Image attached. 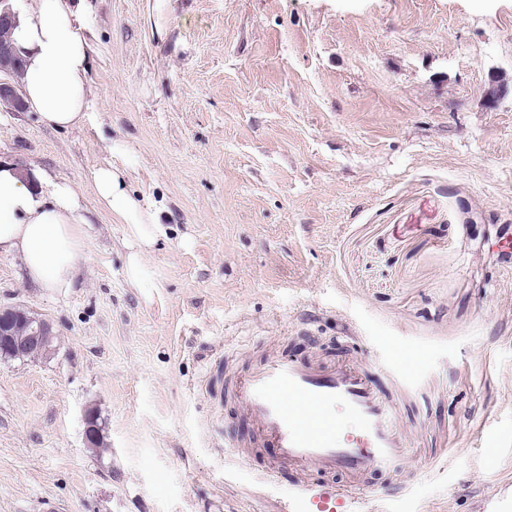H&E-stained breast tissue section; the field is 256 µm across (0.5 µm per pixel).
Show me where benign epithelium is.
I'll list each match as a JSON object with an SVG mask.
<instances>
[{"instance_id": "obj_1", "label": "benign epithelium", "mask_w": 512, "mask_h": 512, "mask_svg": "<svg viewBox=\"0 0 512 512\" xmlns=\"http://www.w3.org/2000/svg\"><path fill=\"white\" fill-rule=\"evenodd\" d=\"M18 57L12 53L0 54V98L13 101L17 110H24V102L18 93L15 85L6 80L11 75ZM19 321H24L30 329L29 336L24 340H19L14 336V325ZM53 327L44 318H41L24 307L0 308V357L1 358H20L26 354L27 350L36 347L50 356L56 351L53 346ZM86 440L91 444L102 435V425L99 424L97 412L90 408L85 413Z\"/></svg>"}]
</instances>
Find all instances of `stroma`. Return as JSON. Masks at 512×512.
Returning a JSON list of instances; mask_svg holds the SVG:
<instances>
[{"mask_svg":"<svg viewBox=\"0 0 512 512\" xmlns=\"http://www.w3.org/2000/svg\"><path fill=\"white\" fill-rule=\"evenodd\" d=\"M83 19L90 121L0 103V159L84 186L89 220L72 288L0 256V307L58 338L0 360V512H277L292 477L263 480L228 374L282 351L391 396L408 485L357 486L376 512H512V0H90ZM107 159L167 229L140 288L89 188Z\"/></svg>","mask_w":512,"mask_h":512,"instance_id":"stroma-1","label":"stroma"}]
</instances>
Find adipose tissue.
<instances>
[{
  "label": "adipose tissue",
  "instance_id": "obj_1",
  "mask_svg": "<svg viewBox=\"0 0 512 512\" xmlns=\"http://www.w3.org/2000/svg\"><path fill=\"white\" fill-rule=\"evenodd\" d=\"M11 39L23 62L20 94L47 127H82L88 117L93 44L83 22L84 0H26L14 7ZM126 171L106 162L92 173L102 208L127 226L126 275L147 277L143 258L163 235L158 213L144 211L127 190ZM80 186L40 169L0 163V255L19 256L41 287H72L87 248Z\"/></svg>",
  "mask_w": 512,
  "mask_h": 512
}]
</instances>
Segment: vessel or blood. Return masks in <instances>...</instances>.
<instances>
[{
    "mask_svg": "<svg viewBox=\"0 0 512 512\" xmlns=\"http://www.w3.org/2000/svg\"><path fill=\"white\" fill-rule=\"evenodd\" d=\"M232 387L264 444L276 450L265 479L296 477L278 512H351L346 494L325 476L359 482L400 473L405 444L392 400L363 367H324L283 352L236 374Z\"/></svg>",
    "mask_w": 512,
    "mask_h": 512,
    "instance_id": "1",
    "label": "vessel or blood"
}]
</instances>
